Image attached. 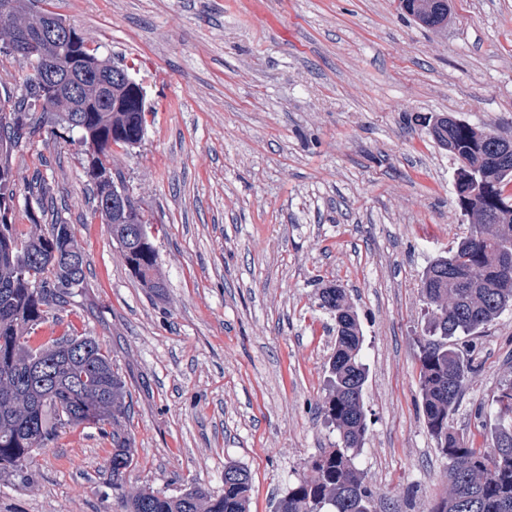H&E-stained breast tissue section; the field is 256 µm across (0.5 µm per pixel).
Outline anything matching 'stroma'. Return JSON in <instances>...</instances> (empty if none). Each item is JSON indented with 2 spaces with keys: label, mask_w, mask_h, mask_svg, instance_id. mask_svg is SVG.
Wrapping results in <instances>:
<instances>
[{
  "label": "stroma",
  "mask_w": 512,
  "mask_h": 512,
  "mask_svg": "<svg viewBox=\"0 0 512 512\" xmlns=\"http://www.w3.org/2000/svg\"><path fill=\"white\" fill-rule=\"evenodd\" d=\"M431 31L397 0H54L56 12L130 67L154 111L142 143L113 148L158 227V299L91 216L78 143L20 144V181L42 176L72 224L86 280L55 327L99 339L129 390L137 464L126 489L223 487L251 476L250 512L332 447L333 321L318 290L344 288L363 331L368 435L356 465L373 512H430L447 495L419 395L427 323L421 279L467 234L457 164L427 116L512 140V0H450ZM453 427L488 445L493 397L512 381V310L477 339ZM109 438L60 433L25 478L0 479V512H120L104 476Z\"/></svg>",
  "instance_id": "stroma-1"
}]
</instances>
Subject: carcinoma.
I'll return each instance as SVG.
<instances>
[{
	"label": "carcinoma",
	"instance_id": "obj_1",
	"mask_svg": "<svg viewBox=\"0 0 512 512\" xmlns=\"http://www.w3.org/2000/svg\"><path fill=\"white\" fill-rule=\"evenodd\" d=\"M53 2L9 0V17L0 18V53L28 67L25 97H0V477L25 473L36 451L54 443L62 430L92 425L112 441L105 472L124 512H249L250 474L237 464L225 469L220 494L196 485L176 494L150 488L126 492V474L136 465L127 430L129 391L110 352L93 336L35 337L39 327L56 323L58 312L72 304L87 267L73 225L59 217L42 223L46 181L25 186L36 208L29 211L28 223H15L19 185L10 159L22 140L35 136L31 119L37 110L41 118L78 134L77 142L90 156L94 216L142 286L158 298L166 288L148 212L135 201L115 211L104 208L119 183L105 161L112 147L141 143L150 108L136 106L124 83L107 81L128 67L100 56L53 10ZM407 8L424 27L436 15L430 0H407ZM47 22L70 35L34 54L13 46L20 32H33ZM48 66L64 77L52 94L44 93L41 83ZM76 115L81 117L78 126L70 123ZM430 134L457 163V205L472 219L469 232L434 259L421 280L428 316L420 339L421 407L439 453L448 460L451 483L449 494L431 512H512V382L494 396L492 446H474L450 424L478 366L479 351L470 336L512 307V272L501 270V253L512 246V168L498 165L506 145L490 129L455 119ZM134 223L142 232L132 240ZM319 300L336 322L329 391L321 411L336 427L338 440L312 457L310 474L288 487L277 503L280 512H372L374 492L355 464L368 432L361 325L340 286L321 289ZM460 335L469 340L454 343L452 338ZM34 364L47 367V384L31 378Z\"/></svg>",
	"mask_w": 512,
	"mask_h": 512
}]
</instances>
